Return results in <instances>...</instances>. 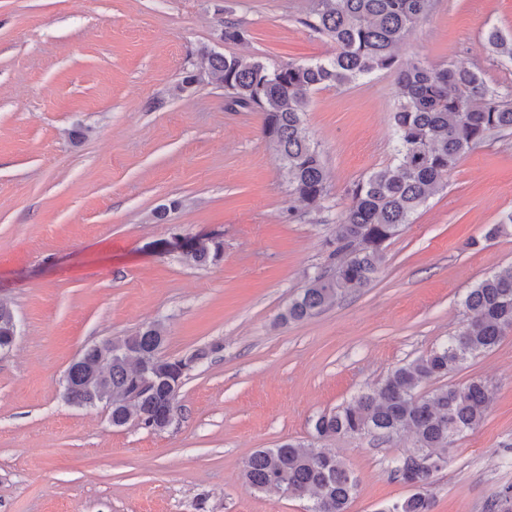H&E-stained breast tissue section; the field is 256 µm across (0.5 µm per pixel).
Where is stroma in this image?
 Returning a JSON list of instances; mask_svg holds the SVG:
<instances>
[{
    "mask_svg": "<svg viewBox=\"0 0 512 512\" xmlns=\"http://www.w3.org/2000/svg\"><path fill=\"white\" fill-rule=\"evenodd\" d=\"M310 5L0 0V298L18 324L0 355V512H306L307 500L243 484L256 449L290 440L343 460L348 512L410 495L390 467L411 433L324 442L312 423L455 334L468 289L512 263V232L485 237L512 210V134L460 158L370 285L281 323L307 278L330 271L350 186L393 160L394 78L311 93L303 119L328 183L318 210L290 195L260 113L227 109L218 85L180 83L211 50L269 65L331 56L305 24ZM223 16L247 42L222 40ZM494 26L512 33V0H435L399 60L512 86L486 46ZM175 233L219 239L224 255L187 266L159 248ZM155 320L165 357L209 352L167 430L115 427L103 407L63 400L86 346ZM474 378L492 390L488 415L434 475L432 512H488L512 485V333L448 380Z\"/></svg>",
    "mask_w": 512,
    "mask_h": 512,
    "instance_id": "stroma-1",
    "label": "stroma"
}]
</instances>
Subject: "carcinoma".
<instances>
[{"mask_svg": "<svg viewBox=\"0 0 512 512\" xmlns=\"http://www.w3.org/2000/svg\"><path fill=\"white\" fill-rule=\"evenodd\" d=\"M432 8L433 0H318L305 24L330 39L331 57L273 66L219 52L205 58L210 80L224 88L229 109L262 114V134L285 172L290 194L315 209L328 196V186L321 154L302 119L310 94L377 72L391 74L397 85L395 162L348 189L350 203L330 241L331 272L307 278L281 314L283 323L311 318L351 290L369 285L385 262L386 243L446 188L458 160L491 135L512 132V91L505 93L478 72L452 64L399 62V46ZM219 24L224 41L247 40L248 31L240 24ZM486 41L497 64L512 70V34L492 27ZM223 252V242L202 239L182 260L206 267ZM462 305L471 316L445 343L394 368L377 385L313 421L317 438L325 441L407 430L413 434L414 451L392 461L391 471L419 486L380 512H430L428 487L434 471L419 461L448 462L455 437L484 423L492 399L488 383L471 380L427 394L419 388L493 350L512 331V263L469 289ZM14 323L11 305L0 299L1 352L12 347ZM165 339V325L153 321L131 335L85 348L67 372V402L86 406L103 401L110 406L114 426L133 422L154 432L166 430L188 377L183 369L206 358L208 351L170 360L161 355ZM243 477L250 491L280 489L290 496H310L309 512H346L356 488L345 463L330 449L300 442L257 449L246 460Z\"/></svg>", "mask_w": 512, "mask_h": 512, "instance_id": "1", "label": "carcinoma"}]
</instances>
